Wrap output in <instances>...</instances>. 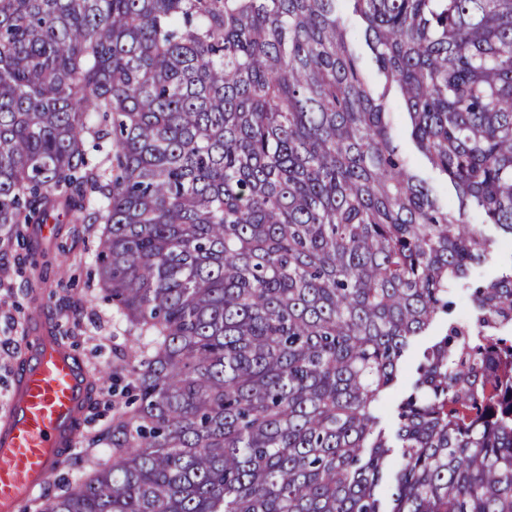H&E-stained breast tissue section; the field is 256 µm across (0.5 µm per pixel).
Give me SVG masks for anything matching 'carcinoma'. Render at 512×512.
<instances>
[{"label":"carcinoma","mask_w":512,"mask_h":512,"mask_svg":"<svg viewBox=\"0 0 512 512\" xmlns=\"http://www.w3.org/2000/svg\"><path fill=\"white\" fill-rule=\"evenodd\" d=\"M60 214L138 366L34 512H512V0H0V245Z\"/></svg>","instance_id":"obj_1"}]
</instances>
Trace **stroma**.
<instances>
[{
	"label": "stroma",
	"mask_w": 512,
	"mask_h": 512,
	"mask_svg": "<svg viewBox=\"0 0 512 512\" xmlns=\"http://www.w3.org/2000/svg\"><path fill=\"white\" fill-rule=\"evenodd\" d=\"M51 233L40 260L45 265L46 280L25 284L14 271L24 248L0 249V416L5 415L10 390L23 359L21 336L27 318L36 317L70 331L69 339L89 373L99 369L114 370L122 353L133 338L123 317L103 301L95 276L94 256L97 250L95 232L72 217L58 225H50ZM44 299L43 307L29 301L30 293ZM112 401L104 399L91 414L83 434L71 454L78 464L69 474H55L51 487L62 479H76L101 458L102 448L89 445V438L112 418Z\"/></svg>",
	"instance_id": "stroma-1"
}]
</instances>
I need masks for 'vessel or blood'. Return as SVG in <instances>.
Segmentation results:
<instances>
[{
    "label": "vessel or blood",
    "instance_id": "b4317fda",
    "mask_svg": "<svg viewBox=\"0 0 512 512\" xmlns=\"http://www.w3.org/2000/svg\"><path fill=\"white\" fill-rule=\"evenodd\" d=\"M25 352L0 425V512H18L50 481L60 451L77 441L75 422L88 395L85 365L46 325L28 337Z\"/></svg>",
    "mask_w": 512,
    "mask_h": 512
}]
</instances>
